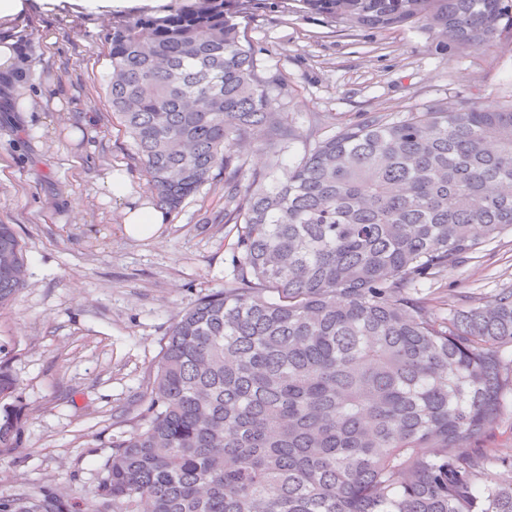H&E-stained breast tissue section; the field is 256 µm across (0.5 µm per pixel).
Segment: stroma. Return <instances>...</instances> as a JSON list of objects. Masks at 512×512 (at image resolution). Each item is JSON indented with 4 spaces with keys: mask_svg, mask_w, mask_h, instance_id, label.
I'll list each match as a JSON object with an SVG mask.
<instances>
[{
    "mask_svg": "<svg viewBox=\"0 0 512 512\" xmlns=\"http://www.w3.org/2000/svg\"><path fill=\"white\" fill-rule=\"evenodd\" d=\"M259 66L288 84V110L301 129L329 134L370 112L425 110L438 100L512 101V40L443 51L420 26L379 32L303 12L296 0H256L242 20ZM112 20L63 8L27 13L0 28L27 51L32 80L0 93V223L23 240L29 276L0 310V363L29 410L22 445L0 448V493L57 484L87 497L113 437L135 431L147 406L167 333L189 303L232 278L235 233L224 225V184L205 186L168 215L161 238L122 233L121 203L97 181L124 168L148 191L132 140L108 102ZM53 47H46L48 36ZM34 101L22 111V97ZM63 111H51L50 100ZM83 128L79 140L70 130ZM79 207H70V200ZM512 288V233L424 286L433 312L455 296L490 299Z\"/></svg>",
    "mask_w": 512,
    "mask_h": 512,
    "instance_id": "stroma-1",
    "label": "stroma"
}]
</instances>
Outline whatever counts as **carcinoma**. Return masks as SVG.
<instances>
[{
	"mask_svg": "<svg viewBox=\"0 0 512 512\" xmlns=\"http://www.w3.org/2000/svg\"><path fill=\"white\" fill-rule=\"evenodd\" d=\"M186 0L112 23L108 93L157 205L224 174L233 279L168 332L143 423L84 499L46 485L0 512H512L492 430L512 421V288L432 313L421 286L512 231V102L364 120L304 143L286 84L237 21ZM352 28L420 24L443 50L512 35L502 0H298ZM258 145L265 171L247 168ZM28 261L0 224V309ZM26 409L0 405V448Z\"/></svg>",
	"mask_w": 512,
	"mask_h": 512,
	"instance_id": "1",
	"label": "carcinoma"
}]
</instances>
